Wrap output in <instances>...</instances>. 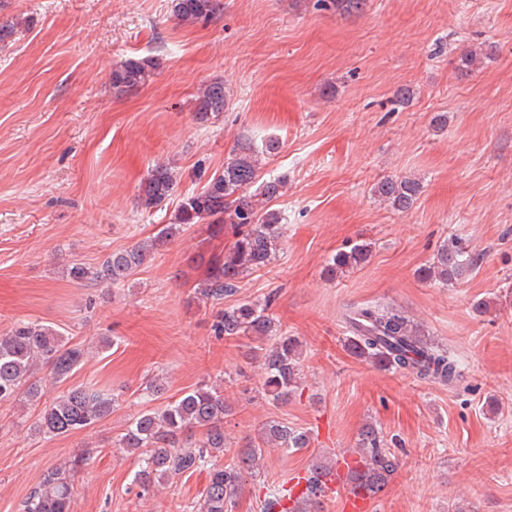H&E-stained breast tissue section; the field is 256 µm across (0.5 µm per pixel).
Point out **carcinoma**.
<instances>
[{"instance_id": "obj_1", "label": "carcinoma", "mask_w": 512, "mask_h": 512, "mask_svg": "<svg viewBox=\"0 0 512 512\" xmlns=\"http://www.w3.org/2000/svg\"><path fill=\"white\" fill-rule=\"evenodd\" d=\"M367 0H315L319 10H330L343 17L357 16ZM221 0H172V13L180 23L193 25L217 17ZM488 50H466L460 55L461 69L472 71L489 58ZM158 63L151 58L129 57L112 66V91L127 94L146 84ZM228 105L224 82L203 85L195 97L196 120L207 122ZM279 141L270 139L261 149L248 142L237 146L196 194L178 208L174 221L153 238L113 251L95 267L72 263L66 277L73 281L105 284L122 282L151 259L162 246L179 236L191 224H217L231 231L234 242L224 258L210 265L206 276L196 284V294L213 307L237 291L239 280L251 271L267 266L275 256L284 234L281 213L265 208V203L281 196L286 179L259 180L262 159L277 152ZM176 175L165 165H157L140 182L137 204L151 211L162 206L173 190ZM422 193V184L410 177L385 178L374 186V195L397 212L409 211ZM371 256L368 243L352 245L333 255L326 272L337 274L366 263ZM473 258L461 238L444 244L431 262L419 270L424 280L443 285L463 276ZM346 323L352 336L346 340L348 352L380 368L406 371L419 380L452 384L458 376L457 360L432 342L401 311L378 303H362L347 308ZM216 335L226 340L247 339L262 352L266 394L276 403L286 401L301 387L299 341L283 331L269 313V305L242 301L217 312ZM86 351L57 329L35 320H21L0 336V403L22 401L40 403V367L50 370L57 381L72 377L83 364ZM115 399L87 383L74 384L38 414L36 428L51 437L67 436L94 427L112 414ZM228 406L224 389L217 384H201L178 400L163 403L139 413L117 440L116 447L139 464L135 483L138 495L149 497L158 484L170 477L209 470L200 512H228V506L243 479L255 472L265 449L299 451L309 446L308 434L278 423L268 424L259 441L239 449L232 462L224 464V416ZM358 453L363 464L351 472L347 486L375 496L393 475L395 456L383 448L378 430L371 424L358 434ZM91 452L60 463L43 474L38 486L23 502L22 512H72L74 481ZM326 496L323 486L311 480L308 494L299 501L297 512H321Z\"/></svg>"}]
</instances>
